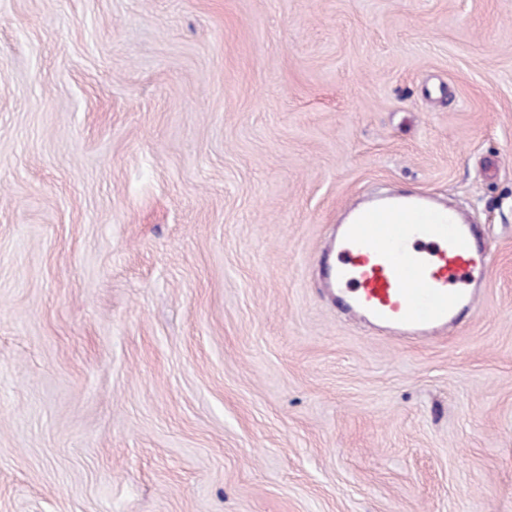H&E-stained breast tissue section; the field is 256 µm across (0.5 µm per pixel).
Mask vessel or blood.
<instances>
[{
    "mask_svg": "<svg viewBox=\"0 0 512 512\" xmlns=\"http://www.w3.org/2000/svg\"><path fill=\"white\" fill-rule=\"evenodd\" d=\"M322 259L343 314L392 336L429 339L476 310L489 257L477 228L424 194L382 195L353 210Z\"/></svg>",
    "mask_w": 512,
    "mask_h": 512,
    "instance_id": "b4317fda",
    "label": "vessel or blood"
}]
</instances>
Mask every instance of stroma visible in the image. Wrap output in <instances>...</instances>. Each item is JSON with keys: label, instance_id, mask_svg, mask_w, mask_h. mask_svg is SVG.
Returning a JSON list of instances; mask_svg holds the SVG:
<instances>
[{"label": "stroma", "instance_id": "stroma-1", "mask_svg": "<svg viewBox=\"0 0 512 512\" xmlns=\"http://www.w3.org/2000/svg\"><path fill=\"white\" fill-rule=\"evenodd\" d=\"M452 202L408 344L318 260ZM0 512H512V0H0ZM374 199L336 224L321 260L337 309L391 336L446 334L475 312L488 272L476 224L424 194Z\"/></svg>", "mask_w": 512, "mask_h": 512}]
</instances>
